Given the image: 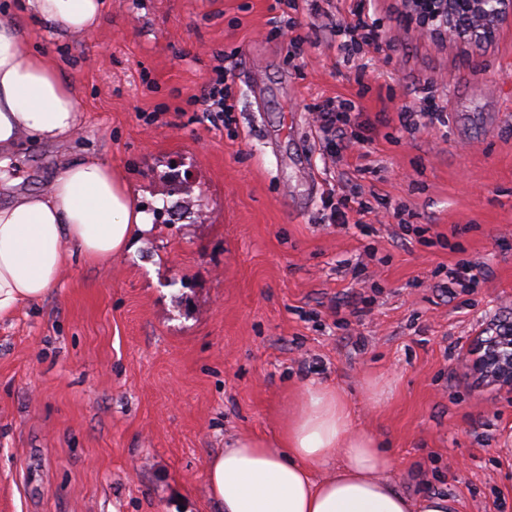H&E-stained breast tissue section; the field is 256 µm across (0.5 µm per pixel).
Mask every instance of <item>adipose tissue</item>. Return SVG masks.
Returning <instances> with one entry per match:
<instances>
[{"label":"adipose tissue","mask_w":512,"mask_h":512,"mask_svg":"<svg viewBox=\"0 0 512 512\" xmlns=\"http://www.w3.org/2000/svg\"><path fill=\"white\" fill-rule=\"evenodd\" d=\"M105 0H23L21 12L56 38L98 27ZM16 14H0V155L24 143L77 141L78 92L63 67L37 51ZM149 216L118 168L94 151L68 164L41 190L0 202V318L57 288L71 257L94 262L135 250ZM325 476H317L320 467ZM390 454L356 432L334 389L307 388L280 439L242 438L212 454L207 490L218 512H451V501L413 500L387 473Z\"/></svg>","instance_id":"obj_1"}]
</instances>
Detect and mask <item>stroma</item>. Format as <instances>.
Wrapping results in <instances>:
<instances>
[{
  "mask_svg": "<svg viewBox=\"0 0 512 512\" xmlns=\"http://www.w3.org/2000/svg\"><path fill=\"white\" fill-rule=\"evenodd\" d=\"M272 3L107 0L96 29L63 39L28 21L86 130L25 144L6 168L17 191L86 146L169 215L0 320V512H217L208 458L278 438L317 385L393 456L403 494L512 512V389L472 367L486 323L512 319V24L440 41L403 0H329L295 12L297 55ZM359 8L389 49L347 63L335 27ZM219 60L236 74L229 125L192 100ZM324 96L354 104L362 143L317 132ZM426 108L442 125L401 129ZM375 192L432 242L374 214L327 223L331 203ZM461 260L482 280L452 295L440 283ZM349 304L361 313L337 321Z\"/></svg>",
  "mask_w": 512,
  "mask_h": 512,
  "instance_id": "obj_1",
  "label": "stroma"
}]
</instances>
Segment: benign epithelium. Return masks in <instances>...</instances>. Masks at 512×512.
Wrapping results in <instances>:
<instances>
[{"instance_id":"benign-epithelium-1","label":"benign epithelium","mask_w":512,"mask_h":512,"mask_svg":"<svg viewBox=\"0 0 512 512\" xmlns=\"http://www.w3.org/2000/svg\"><path fill=\"white\" fill-rule=\"evenodd\" d=\"M424 9L448 20V35L465 41H485L494 37L499 25L512 17V0H421ZM480 18L479 26L463 30L457 26L459 16ZM512 323L495 320L478 339L479 356L474 368L494 382L512 389Z\"/></svg>"}]
</instances>
